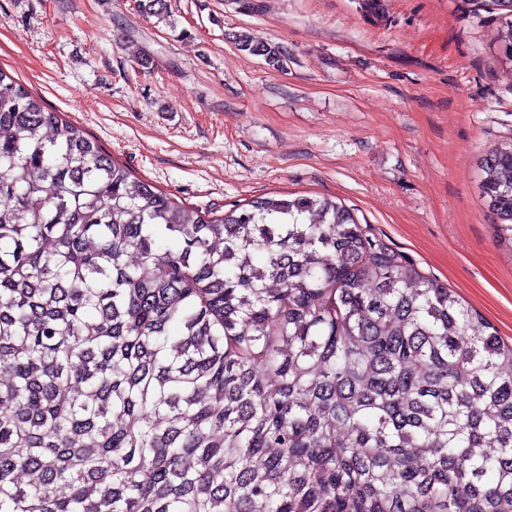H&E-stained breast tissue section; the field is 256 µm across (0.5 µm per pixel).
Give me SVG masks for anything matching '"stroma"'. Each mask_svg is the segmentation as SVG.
<instances>
[{
    "instance_id": "35a3bbf8",
    "label": "stroma",
    "mask_w": 512,
    "mask_h": 512,
    "mask_svg": "<svg viewBox=\"0 0 512 512\" xmlns=\"http://www.w3.org/2000/svg\"><path fill=\"white\" fill-rule=\"evenodd\" d=\"M0 0V68L200 210L299 195L457 292L512 344V252L478 161L512 137L499 14L470 0ZM286 50L283 66L236 37Z\"/></svg>"
}]
</instances>
